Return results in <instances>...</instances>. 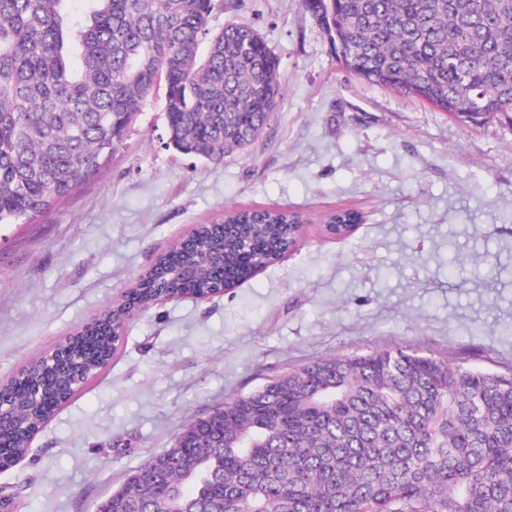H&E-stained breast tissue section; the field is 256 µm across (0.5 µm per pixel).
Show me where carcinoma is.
<instances>
[{
	"mask_svg": "<svg viewBox=\"0 0 512 512\" xmlns=\"http://www.w3.org/2000/svg\"><path fill=\"white\" fill-rule=\"evenodd\" d=\"M0 0V224L50 209L100 172L163 88L176 149L246 150L281 95L256 29L210 33L215 0ZM349 72L462 117L512 124V0H304ZM208 40L205 55L198 53ZM199 224L117 310L0 388V470L112 360L133 309L205 298L284 255L303 216L243 209ZM348 236L357 214L327 218ZM95 512H512V372L402 349L316 359L188 425Z\"/></svg>",
	"mask_w": 512,
	"mask_h": 512,
	"instance_id": "carcinoma-1",
	"label": "carcinoma"
}]
</instances>
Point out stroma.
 Here are the masks:
<instances>
[{
    "label": "stroma",
    "mask_w": 512,
    "mask_h": 512,
    "mask_svg": "<svg viewBox=\"0 0 512 512\" xmlns=\"http://www.w3.org/2000/svg\"><path fill=\"white\" fill-rule=\"evenodd\" d=\"M279 62L264 132L212 163L176 150L162 94L107 166L25 224H0V385L121 302L199 224L302 213L299 242L248 281L135 312L110 364L0 471L16 512H94L225 400L325 356L414 349L512 368V125L463 123L336 60L302 0H216ZM339 209L362 216L327 235Z\"/></svg>",
    "instance_id": "stroma-1"
}]
</instances>
